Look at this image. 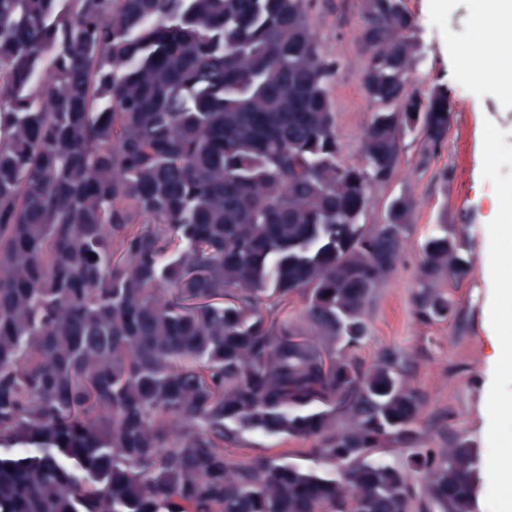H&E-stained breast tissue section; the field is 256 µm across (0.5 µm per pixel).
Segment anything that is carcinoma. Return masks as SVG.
I'll list each match as a JSON object with an SVG mask.
<instances>
[{
	"mask_svg": "<svg viewBox=\"0 0 512 512\" xmlns=\"http://www.w3.org/2000/svg\"><path fill=\"white\" fill-rule=\"evenodd\" d=\"M365 17L396 110L358 167L307 0H0V512H473L479 449L425 438L410 356H361L413 212L362 223L369 189L452 115L408 90L403 0ZM420 253L444 322L470 260L446 224Z\"/></svg>",
	"mask_w": 512,
	"mask_h": 512,
	"instance_id": "cac0c4a2",
	"label": "carcinoma"
}]
</instances>
